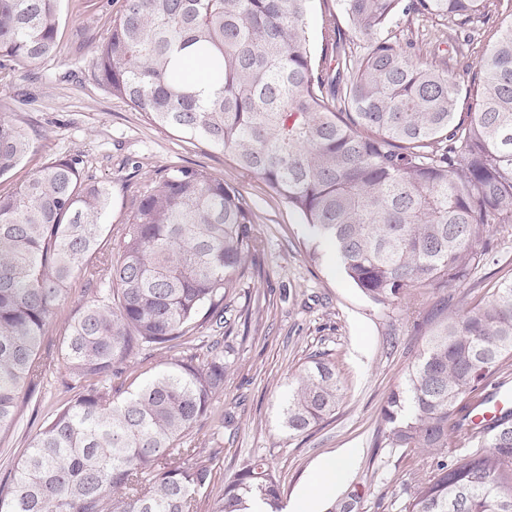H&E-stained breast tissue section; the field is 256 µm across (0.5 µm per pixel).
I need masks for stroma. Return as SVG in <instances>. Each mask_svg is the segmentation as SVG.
Masks as SVG:
<instances>
[{
  "label": "stroma",
  "mask_w": 512,
  "mask_h": 512,
  "mask_svg": "<svg viewBox=\"0 0 512 512\" xmlns=\"http://www.w3.org/2000/svg\"><path fill=\"white\" fill-rule=\"evenodd\" d=\"M112 13L108 0H63L60 55L32 71L0 67V113H13L35 133L15 180L31 176L47 158L82 153L84 177L112 185L106 238L115 252L123 238L126 195L161 166L206 167L247 195L259 216L254 232L262 250L252 280L224 312L220 334L229 368L224 393L214 402L224 426L217 429L206 421L192 432L199 441L215 439L219 450L211 483L199 497V512H211L250 456L269 460L288 504L313 478L319 461L344 448L356 449L351 477L366 487L357 512H387L379 499L402 494L411 482L412 461L396 459L373 444L387 395L403 385L408 366L424 347L421 317L411 308L375 305L347 280L327 247H320L319 258H311L299 216L260 179L241 175L224 152L150 124L95 84L85 45L106 36ZM489 244L487 261L453 288L454 308L512 279V235L491 232ZM182 354L179 348L138 353L121 376L122 390L134 389ZM316 354L335 363L344 399L333 418L292 436L283 424V399ZM68 381L63 363H56L23 417L0 432V483L10 481L38 422L70 398Z\"/></svg>",
  "instance_id": "1"
}]
</instances>
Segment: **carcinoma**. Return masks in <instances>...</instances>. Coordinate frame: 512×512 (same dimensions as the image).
<instances>
[{"label": "carcinoma", "mask_w": 512, "mask_h": 512, "mask_svg": "<svg viewBox=\"0 0 512 512\" xmlns=\"http://www.w3.org/2000/svg\"><path fill=\"white\" fill-rule=\"evenodd\" d=\"M61 0H0V63L36 67L60 52ZM122 0L90 45V77L155 126L230 154L309 226L346 276L388 308L441 296L423 316L425 348L381 409L376 443L414 458L399 512H512V409L471 422L478 397L512 373V281L450 310L445 291L484 262L487 235L512 228V0ZM507 13L459 75L443 52L424 59L395 27L430 16L454 31ZM361 37L371 38L362 48ZM191 55L208 79L187 76ZM466 87H461L462 82ZM32 136L0 113V179ZM80 153L0 184V431L21 417L56 363L43 338L71 281L90 291L63 328L59 354L75 394L39 427L0 512H198L218 451L189 438L224 392V340L169 363L120 397L112 379L142 350L192 342L206 310L254 274L258 215L203 167L168 165L124 203L118 256L104 249L112 185L83 177ZM343 387L314 357L283 402L302 435L336 413ZM353 488L328 512H354ZM282 512L280 480L250 457L213 512Z\"/></svg>", "instance_id": "carcinoma-1"}]
</instances>
